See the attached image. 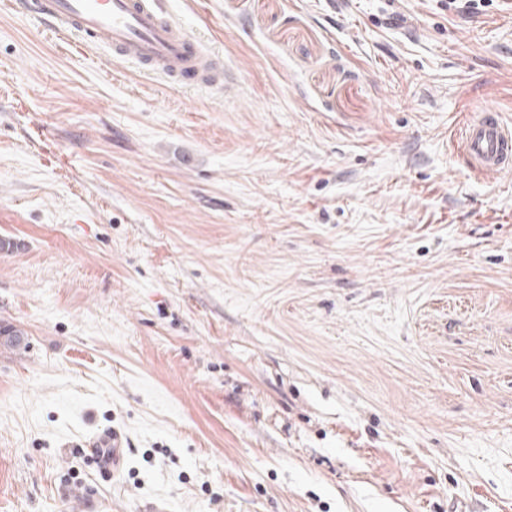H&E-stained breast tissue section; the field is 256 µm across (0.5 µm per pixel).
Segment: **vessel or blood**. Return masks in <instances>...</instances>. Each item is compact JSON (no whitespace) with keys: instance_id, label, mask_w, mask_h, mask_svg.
I'll return each mask as SVG.
<instances>
[{"instance_id":"1","label":"vessel or blood","mask_w":512,"mask_h":512,"mask_svg":"<svg viewBox=\"0 0 512 512\" xmlns=\"http://www.w3.org/2000/svg\"><path fill=\"white\" fill-rule=\"evenodd\" d=\"M26 10L79 53L103 48L148 73L197 86L224 80L223 60L189 35L163 0H34ZM453 149L474 174L512 169V125L494 108L478 109L455 133Z\"/></svg>"}]
</instances>
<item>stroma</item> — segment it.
<instances>
[{"label":"stroma","mask_w":512,"mask_h":512,"mask_svg":"<svg viewBox=\"0 0 512 512\" xmlns=\"http://www.w3.org/2000/svg\"><path fill=\"white\" fill-rule=\"evenodd\" d=\"M165 6L231 90L0 0V512H512V0ZM453 150L476 175L512 168V129L492 107L471 113L453 137ZM105 445L111 446L112 448H100L104 447ZM85 446L89 448V451L93 454V459H97V456L95 455V448H100L97 449V453L100 457L104 459L105 462H109L112 459L113 476L116 466L117 464H119L121 456L120 450L122 448V440L120 433L112 431V433H108L106 436L98 440L86 443Z\"/></svg>","instance_id":"35a3bbf8"}]
</instances>
